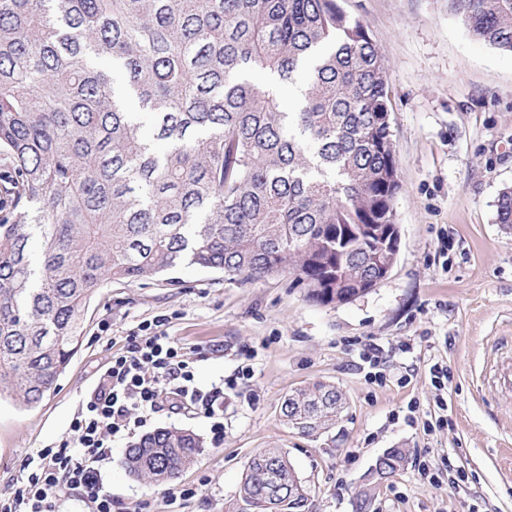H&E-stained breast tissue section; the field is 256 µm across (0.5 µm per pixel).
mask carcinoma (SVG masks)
<instances>
[{
  "label": "carcinoma",
  "instance_id": "obj_1",
  "mask_svg": "<svg viewBox=\"0 0 512 512\" xmlns=\"http://www.w3.org/2000/svg\"><path fill=\"white\" fill-rule=\"evenodd\" d=\"M473 37L512 53V0H448ZM309 68L294 112L249 80ZM387 65L336 0H0V400L41 402L78 351L107 281L177 266L245 280L286 272L316 304L364 295L400 190ZM512 227V189L498 199ZM335 386L281 404L303 436L336 427ZM204 447L160 428L130 474L175 478ZM405 459L394 448L379 479ZM228 512H313L288 457L249 461Z\"/></svg>",
  "mask_w": 512,
  "mask_h": 512
}]
</instances>
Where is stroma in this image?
<instances>
[{"label":"stroma","mask_w":512,"mask_h":512,"mask_svg":"<svg viewBox=\"0 0 512 512\" xmlns=\"http://www.w3.org/2000/svg\"><path fill=\"white\" fill-rule=\"evenodd\" d=\"M360 19L388 66L401 189L389 276L346 304L309 302L288 274L245 282L180 266L105 284L82 344L39 405L0 402V500L25 465L69 434L113 353L156 318L185 350L201 347L199 385L224 382V439L209 419L161 407L149 429L205 446L171 484L124 465L128 440L100 468L114 512H225L248 461L284 451L316 512H354L364 475L389 448L408 460L367 512H512V229L497 200L512 188V54L476 39L446 0H336ZM377 348L380 365L363 360ZM448 377L437 383L435 368ZM335 385L348 403L330 431L305 437L280 417L291 390ZM189 489L173 497V488Z\"/></svg>","instance_id":"obj_1"}]
</instances>
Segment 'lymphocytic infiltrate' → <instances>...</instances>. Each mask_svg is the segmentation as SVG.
<instances>
[{"label":"lymphocytic infiltrate","mask_w":512,"mask_h":512,"mask_svg":"<svg viewBox=\"0 0 512 512\" xmlns=\"http://www.w3.org/2000/svg\"><path fill=\"white\" fill-rule=\"evenodd\" d=\"M144 336H131L125 351L113 354L96 388L86 396L73 418L69 436L58 447L44 448L39 462L18 484L11 499L0 501V512H55L53 492L66 486L92 504L94 512H112L98 465L112 451L115 438L144 427L163 402L198 411L209 418L215 440L224 437L218 414L224 405V384L200 386L193 358L170 336L163 320L148 325Z\"/></svg>","instance_id":"f902f5d3"}]
</instances>
